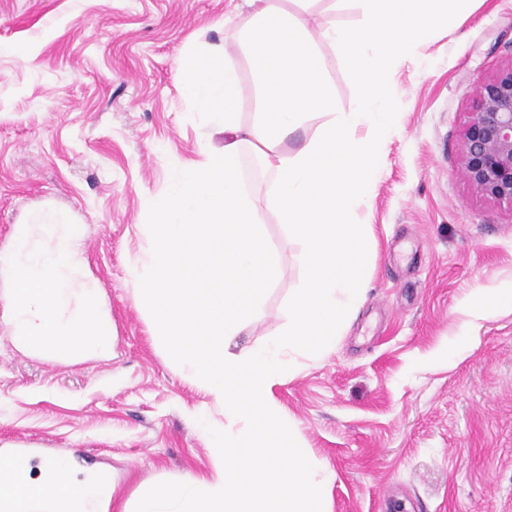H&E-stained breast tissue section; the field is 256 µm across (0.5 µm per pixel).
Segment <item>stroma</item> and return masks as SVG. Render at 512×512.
<instances>
[{"label":"stroma","mask_w":512,"mask_h":512,"mask_svg":"<svg viewBox=\"0 0 512 512\" xmlns=\"http://www.w3.org/2000/svg\"><path fill=\"white\" fill-rule=\"evenodd\" d=\"M233 0H0V248L34 210L67 211L109 311L112 350L60 363L0 323V447L62 450L112 473L121 503L211 472L200 420L224 410L188 382L136 305L150 204L180 164L224 144L188 112L179 58L224 40ZM512 65V0H472L393 77L399 112L368 202L372 275L335 349L274 388L292 432L333 468L330 512H512V205L462 175L472 92ZM282 271L241 344L284 325L301 245L268 218ZM463 351L462 360L447 356ZM483 296V308L487 310H512V289H480Z\"/></svg>","instance_id":"stroma-1"}]
</instances>
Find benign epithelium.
<instances>
[{
  "label": "benign epithelium",
  "instance_id": "benign-epithelium-1",
  "mask_svg": "<svg viewBox=\"0 0 512 512\" xmlns=\"http://www.w3.org/2000/svg\"><path fill=\"white\" fill-rule=\"evenodd\" d=\"M461 151L463 173L474 190L512 204V65L475 88Z\"/></svg>",
  "mask_w": 512,
  "mask_h": 512
}]
</instances>
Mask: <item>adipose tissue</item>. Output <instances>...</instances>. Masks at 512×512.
Here are the masks:
<instances>
[{"mask_svg":"<svg viewBox=\"0 0 512 512\" xmlns=\"http://www.w3.org/2000/svg\"><path fill=\"white\" fill-rule=\"evenodd\" d=\"M109 472L75 477L65 462L50 459L27 478L22 495L0 493V512H109L116 498Z\"/></svg>","mask_w":512,"mask_h":512,"instance_id":"ef3b65f1","label":"adipose tissue"}]
</instances>
